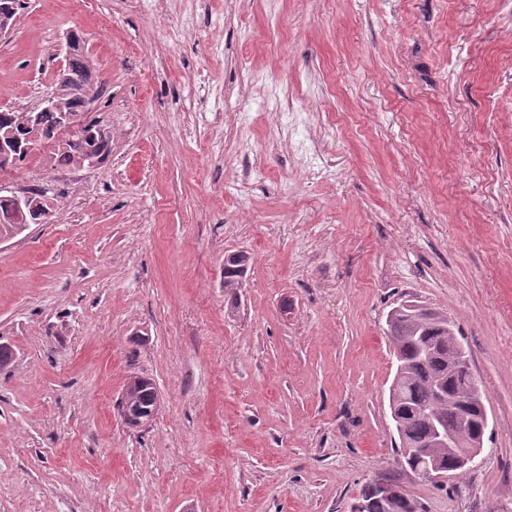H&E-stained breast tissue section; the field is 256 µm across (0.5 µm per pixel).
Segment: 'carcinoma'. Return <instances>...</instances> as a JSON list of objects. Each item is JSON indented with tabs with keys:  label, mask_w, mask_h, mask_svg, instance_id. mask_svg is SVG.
<instances>
[{
	"label": "carcinoma",
	"mask_w": 512,
	"mask_h": 512,
	"mask_svg": "<svg viewBox=\"0 0 512 512\" xmlns=\"http://www.w3.org/2000/svg\"><path fill=\"white\" fill-rule=\"evenodd\" d=\"M66 68L70 79L62 81L56 78L55 88L64 110L70 112L78 126L87 123V103L79 97L78 84L90 74L85 57L80 50L67 60ZM34 126L27 128L26 113L0 111V145L8 150L37 142L53 143L50 162L65 167H81L86 154L96 149L101 153L108 151L109 142L95 141L81 132L61 136L60 118L57 112H36ZM31 205L16 214L10 223L0 220V239L18 235L22 225L41 224L50 215L51 203L46 189L30 188ZM246 257L233 254L224 259V289L236 293L241 287ZM387 335L393 348L397 363L404 366L396 392V408L407 414V424L399 436L397 455L402 466L409 470L423 468L433 462L442 468L453 466V457L446 448H436L432 443L431 420L438 419L453 428L463 421L473 423L475 414L466 412L462 401L473 378L462 370L448 373V367L454 365L459 328L448 332V315L444 312L416 304H401L391 318L387 319ZM432 349L433 355H424L426 349ZM443 380L448 385V396L437 398L434 395L435 382ZM124 390L136 406L157 413L160 398L154 384L144 377H132ZM386 482L395 488L389 496H383L378 487L365 486L361 499L367 512H407L411 497L393 479Z\"/></svg>",
	"instance_id": "cac0c4a2"
}]
</instances>
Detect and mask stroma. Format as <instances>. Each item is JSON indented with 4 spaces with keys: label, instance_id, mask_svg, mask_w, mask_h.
Segmentation results:
<instances>
[{
    "label": "stroma",
    "instance_id": "stroma-1",
    "mask_svg": "<svg viewBox=\"0 0 512 512\" xmlns=\"http://www.w3.org/2000/svg\"><path fill=\"white\" fill-rule=\"evenodd\" d=\"M73 31L109 151L0 174L52 198L0 241V512H349L385 476L512 512V4L24 0L0 109L53 90ZM407 300L459 327L488 413L443 488L395 462ZM133 376L161 399L137 429ZM246 257L242 254L229 255L224 259V289L229 293H236L241 288Z\"/></svg>",
    "mask_w": 512,
    "mask_h": 512
}]
</instances>
